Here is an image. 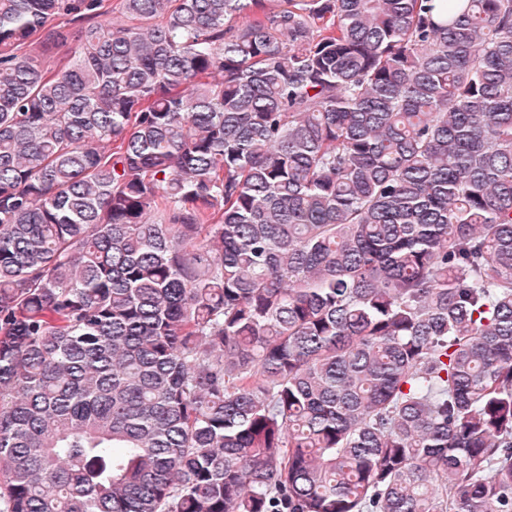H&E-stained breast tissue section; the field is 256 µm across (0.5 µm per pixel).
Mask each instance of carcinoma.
Wrapping results in <instances>:
<instances>
[{"mask_svg": "<svg viewBox=\"0 0 512 512\" xmlns=\"http://www.w3.org/2000/svg\"><path fill=\"white\" fill-rule=\"evenodd\" d=\"M118 13L0 0V512H512V0Z\"/></svg>", "mask_w": 512, "mask_h": 512, "instance_id": "1", "label": "carcinoma"}]
</instances>
